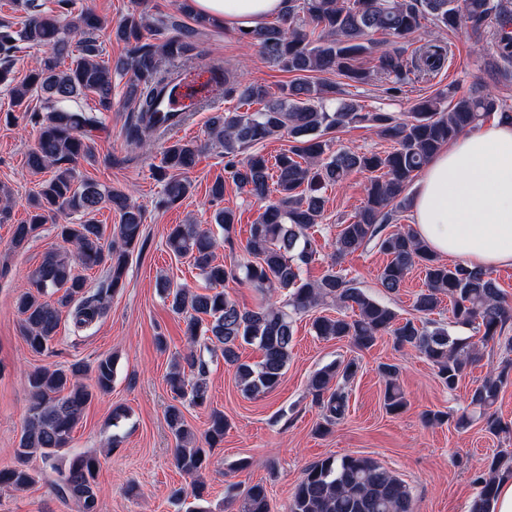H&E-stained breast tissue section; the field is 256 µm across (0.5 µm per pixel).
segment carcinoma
<instances>
[{"instance_id": "1", "label": "carcinoma", "mask_w": 512, "mask_h": 512, "mask_svg": "<svg viewBox=\"0 0 512 512\" xmlns=\"http://www.w3.org/2000/svg\"><path fill=\"white\" fill-rule=\"evenodd\" d=\"M17 6L25 12L23 23H0V85L6 87L12 106L23 112L30 110L32 98L43 99V110L30 115L37 139L26 164L32 173L48 172L50 177L30 199L27 219L12 225L10 248H24L42 225L60 216H79L77 223L56 225L58 235L73 250L45 253L30 272V291L21 294L16 303L28 349L45 355L52 352L64 312H71L76 329L87 327L105 314L112 297L125 287L129 254L143 237L144 210L124 191L102 186L80 171L81 163L96 160L93 132L102 129L98 113L110 112L113 106V68L102 59L103 49L96 37L99 17L88 9H76L75 0H55L49 10L36 0H19ZM186 18L194 25L184 22ZM427 21L473 34L490 30L496 75L512 80V0H287L276 22L240 32L267 62L294 75L277 97L269 96L259 83H243L221 60L204 64L224 98L263 103L257 112L213 116L208 141L223 150L224 171L265 206L250 225L244 246L247 258L229 267L217 261V241L211 232L196 224L173 225L167 248L175 256L189 259L209 283L210 292L175 287L165 275L159 277L156 287L170 299L171 310L185 316L187 343L193 347L203 338L219 348L224 362L236 366L242 391L248 396L277 388L293 348V315L321 304H336L355 315L314 317L311 327L316 336L348 338L358 348L369 349L379 337L389 335L397 346L421 354L450 391L478 361L479 346L492 343L507 354L512 352V336L504 335L512 322V301L491 273L461 263L444 264L411 231L392 228L396 214L409 207L415 176L443 146L491 115L511 117L512 109L482 85L462 92L450 84L415 100L401 115L366 112L356 99L346 97L341 86L309 80L314 72H333L359 85L380 80L392 95L410 80L426 81L448 62V46L425 39L406 57L399 44L424 35ZM212 25L214 22L189 9L188 0L174 13L135 11L118 21L114 35L124 43L125 55L115 69L130 75L126 102L131 118L125 126L129 144L145 148L157 143L163 134L158 126L159 96L199 58L197 41ZM376 35L382 36V41L374 40ZM23 45L38 47L43 53L17 81L13 77L15 53ZM91 94L97 107L87 110L78 105V100ZM361 126L393 141V150H332V140L326 138L329 131ZM274 136L288 138L290 145L271 162L256 145ZM201 149L202 145L181 139L164 146L155 168L163 204L174 205L188 195V175ZM353 172L370 174L364 202L338 225L335 253L323 276L306 279L302 266L317 254L310 230L323 217L322 190L343 183ZM104 208L120 217L115 244L107 240L104 225L95 220ZM371 243L388 256L379 272L381 288L387 293L398 292L414 267L424 272L426 289L416 296L414 317H400L336 271L338 258ZM96 267L105 270V284L90 295L79 269ZM239 278L262 294L277 289L285 301L242 308L222 289L225 281ZM444 296L451 304L452 323L476 327L481 332L478 341L455 336L432 318ZM244 345L260 351L257 363L240 361L239 350ZM358 369L359 364L350 360L343 365L329 364L311 375L309 391L322 416L315 433H330L344 416L348 396L341 387H331L333 380L348 381ZM378 371L386 382L384 405L398 414L406 406L397 384L398 367L384 363ZM208 372V362L191 351L174 361L166 375L174 400L166 419L177 444L175 464L195 478L192 495L198 501L206 490L207 449L224 442L228 421L224 413L212 410L201 445L181 405L186 398L196 406L210 404ZM88 375L90 384L84 382ZM511 375L512 359L506 356L498 373L485 376L471 396L474 413L494 435L508 430V425L488 410ZM113 377L110 356L92 364L75 361L67 367L31 372L27 377L31 402L15 449L16 464L0 469V489H24L35 481L28 468L34 453L50 464L66 455L68 466L55 468L56 490L74 498L80 512H97L98 460L75 451L71 441L86 407L96 396L111 392ZM507 479H512V457L498 454L474 479L476 492L468 512H492L499 485ZM239 512H270L263 484L243 491ZM286 512H415V507L404 480L369 457L344 455L311 464Z\"/></svg>"}]
</instances>
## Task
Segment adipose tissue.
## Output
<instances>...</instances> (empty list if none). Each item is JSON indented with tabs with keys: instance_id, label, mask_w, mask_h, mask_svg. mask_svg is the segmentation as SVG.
Segmentation results:
<instances>
[{
	"instance_id": "ef3b65f1",
	"label": "adipose tissue",
	"mask_w": 512,
	"mask_h": 512,
	"mask_svg": "<svg viewBox=\"0 0 512 512\" xmlns=\"http://www.w3.org/2000/svg\"><path fill=\"white\" fill-rule=\"evenodd\" d=\"M230 29L263 26L284 0H192ZM413 231L434 253L471 268L512 266V120L461 134L423 167L411 204Z\"/></svg>"
}]
</instances>
